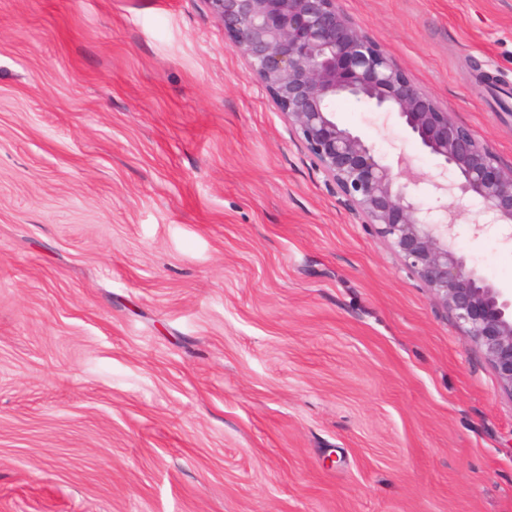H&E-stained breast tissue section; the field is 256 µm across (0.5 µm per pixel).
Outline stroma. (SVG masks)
Instances as JSON below:
<instances>
[{
	"label": "stroma",
	"instance_id": "stroma-1",
	"mask_svg": "<svg viewBox=\"0 0 512 512\" xmlns=\"http://www.w3.org/2000/svg\"><path fill=\"white\" fill-rule=\"evenodd\" d=\"M339 5L512 167V0ZM0 512H512V395L205 0H0Z\"/></svg>",
	"mask_w": 512,
	"mask_h": 512
}]
</instances>
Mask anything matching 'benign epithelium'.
I'll list each match as a JSON object with an SVG mask.
<instances>
[{"label":"benign epithelium","instance_id":"1","mask_svg":"<svg viewBox=\"0 0 512 512\" xmlns=\"http://www.w3.org/2000/svg\"><path fill=\"white\" fill-rule=\"evenodd\" d=\"M205 2L322 172L452 312L512 395V297L469 266L456 246L457 221L470 213L475 229L497 224L512 240V167L499 166L493 148L415 85L338 0ZM341 97L397 115L456 178L445 185L408 164L385 163L361 136L336 124L333 104ZM425 183L454 201L437 206L438 219L417 201Z\"/></svg>","mask_w":512,"mask_h":512}]
</instances>
